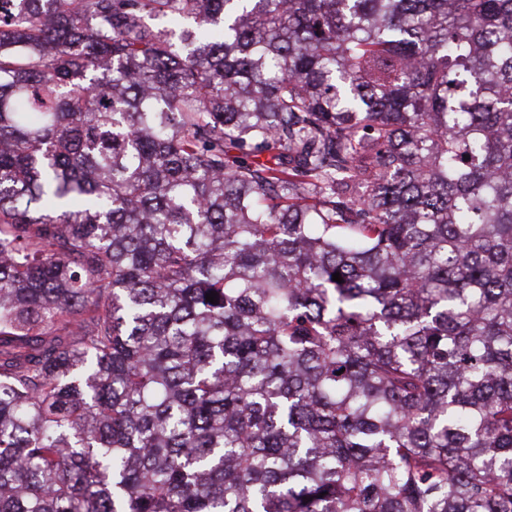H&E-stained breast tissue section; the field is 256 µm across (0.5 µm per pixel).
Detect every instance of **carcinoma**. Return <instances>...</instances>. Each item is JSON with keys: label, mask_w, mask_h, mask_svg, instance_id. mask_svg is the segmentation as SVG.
I'll list each match as a JSON object with an SVG mask.
<instances>
[{"label": "carcinoma", "mask_w": 512, "mask_h": 512, "mask_svg": "<svg viewBox=\"0 0 512 512\" xmlns=\"http://www.w3.org/2000/svg\"><path fill=\"white\" fill-rule=\"evenodd\" d=\"M0 512H512V0H0Z\"/></svg>", "instance_id": "obj_1"}]
</instances>
